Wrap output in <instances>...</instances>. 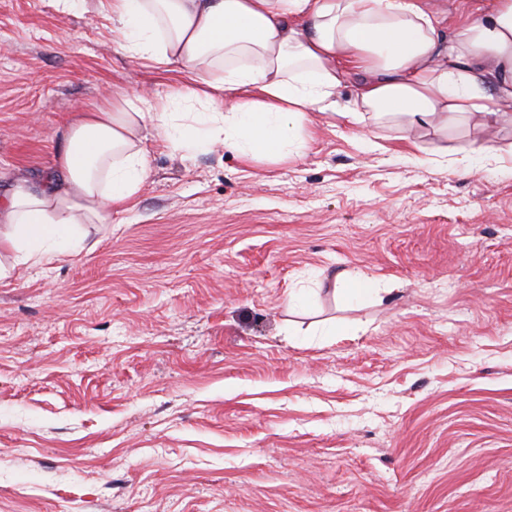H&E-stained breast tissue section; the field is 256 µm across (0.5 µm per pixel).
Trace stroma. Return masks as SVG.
Listing matches in <instances>:
<instances>
[{
	"instance_id": "35a3bbf8",
	"label": "stroma",
	"mask_w": 512,
	"mask_h": 512,
	"mask_svg": "<svg viewBox=\"0 0 512 512\" xmlns=\"http://www.w3.org/2000/svg\"><path fill=\"white\" fill-rule=\"evenodd\" d=\"M95 6L0 0L1 173L173 86ZM358 85L282 164L147 139L86 252L0 285V512H512V119L354 122ZM364 282V279L359 275L351 273H339L335 276V293L339 296L351 300L363 295L371 288H357Z\"/></svg>"
}]
</instances>
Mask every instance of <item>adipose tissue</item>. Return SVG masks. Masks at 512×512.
I'll return each mask as SVG.
<instances>
[{"label":"adipose tissue","mask_w":512,"mask_h":512,"mask_svg":"<svg viewBox=\"0 0 512 512\" xmlns=\"http://www.w3.org/2000/svg\"><path fill=\"white\" fill-rule=\"evenodd\" d=\"M120 47L184 79L160 101L118 93L72 113L48 177L0 197V282L78 255L84 225L123 211L150 175L153 134L175 152L224 146L247 163L309 147L308 123L350 74L347 116L416 124L463 116L490 129L512 110V0H489L454 36L424 0H98Z\"/></svg>","instance_id":"obj_1"}]
</instances>
